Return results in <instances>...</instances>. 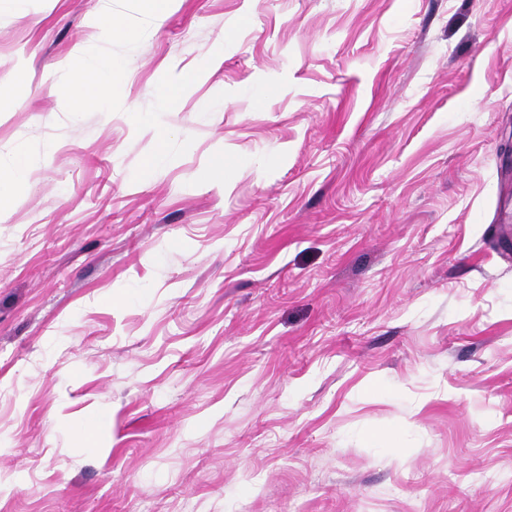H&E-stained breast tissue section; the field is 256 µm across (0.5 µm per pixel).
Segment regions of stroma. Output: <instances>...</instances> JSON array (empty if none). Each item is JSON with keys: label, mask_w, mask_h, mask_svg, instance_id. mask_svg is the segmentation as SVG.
I'll return each instance as SVG.
<instances>
[{"label": "stroma", "mask_w": 512, "mask_h": 512, "mask_svg": "<svg viewBox=\"0 0 512 512\" xmlns=\"http://www.w3.org/2000/svg\"><path fill=\"white\" fill-rule=\"evenodd\" d=\"M95 4L0 5V512H512V0ZM101 6L99 7V5ZM94 21L101 26L106 40H112L115 35L133 38L135 32L112 20V0H99L95 7ZM110 74H112V63L109 62L102 69L89 71L81 86L65 89L64 92L71 98L73 109L82 111L99 107L104 98L106 83ZM28 162L24 154H18L12 165V172L9 182H4L0 178V206L5 207L11 198L12 186L21 182L27 175Z\"/></svg>", "instance_id": "stroma-1"}]
</instances>
